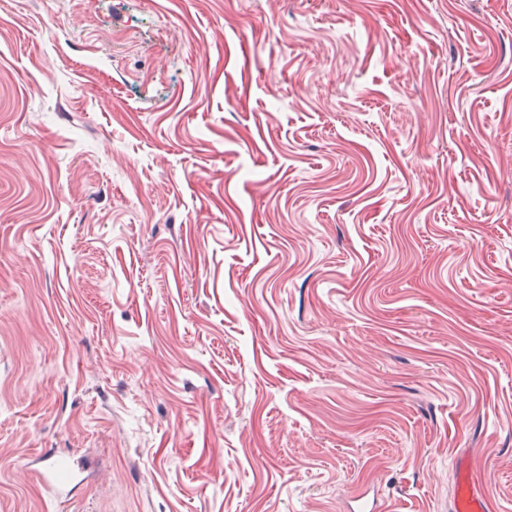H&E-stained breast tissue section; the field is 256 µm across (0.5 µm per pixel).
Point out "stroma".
Segmentation results:
<instances>
[{"instance_id": "stroma-1", "label": "stroma", "mask_w": 512, "mask_h": 512, "mask_svg": "<svg viewBox=\"0 0 512 512\" xmlns=\"http://www.w3.org/2000/svg\"><path fill=\"white\" fill-rule=\"evenodd\" d=\"M467 448L512 512V0H0V512H450ZM61 458L54 459V462L45 463L38 472L39 478L51 490L53 497L59 503L71 500L72 484L81 471V464L78 458L70 456L66 459L68 477L62 478L59 473L58 462Z\"/></svg>"}]
</instances>
